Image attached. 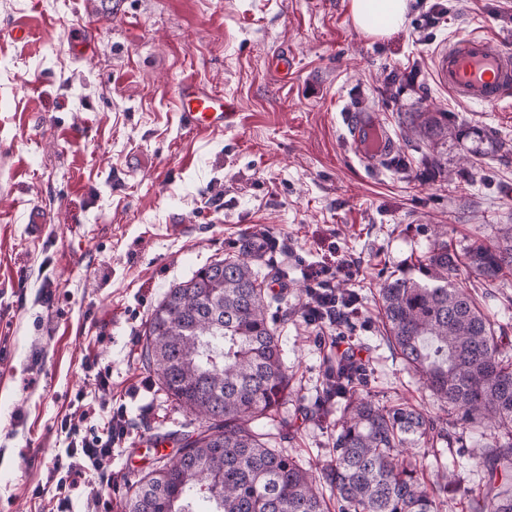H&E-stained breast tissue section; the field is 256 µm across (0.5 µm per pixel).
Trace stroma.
I'll list each match as a JSON object with an SVG mask.
<instances>
[{
	"label": "stroma",
	"mask_w": 512,
	"mask_h": 512,
	"mask_svg": "<svg viewBox=\"0 0 512 512\" xmlns=\"http://www.w3.org/2000/svg\"><path fill=\"white\" fill-rule=\"evenodd\" d=\"M419 2L434 0H408L403 25L372 36L352 0H0V512H57L47 479L79 393L95 422L125 407L129 429L111 483L72 488L71 512H123L158 462L153 439L190 428L142 363L147 320L170 287L258 229L273 234L263 262L294 281L272 307L296 429L281 447L314 466L336 437L305 414L336 362L333 331L294 311L312 266L356 263L336 282L358 295L342 332L376 400L430 407L379 329L378 291L415 262L429 225L462 247L512 224V97L469 102L435 72L439 51L470 36L512 53V0H444L434 27L416 26ZM21 21L34 30L24 43L10 36ZM87 25L95 52L80 58L69 34ZM282 52L284 75L271 66ZM190 79L235 103L231 125H184L176 89ZM361 112L394 140L386 160L356 156L347 119ZM415 112L447 113L454 134L407 142ZM35 210L47 218L36 234ZM475 296L512 337V279ZM484 448L480 429L465 430L427 457L425 479L441 462L481 486Z\"/></svg>",
	"instance_id": "35a3bbf8"
}]
</instances>
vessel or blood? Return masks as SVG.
Returning a JSON list of instances; mask_svg holds the SVG:
<instances>
[{"instance_id":"1","label":"vessel or blood","mask_w":512,"mask_h":512,"mask_svg":"<svg viewBox=\"0 0 512 512\" xmlns=\"http://www.w3.org/2000/svg\"><path fill=\"white\" fill-rule=\"evenodd\" d=\"M442 86L456 97L483 105H496L512 92V55L495 40L471 36L451 43L436 58ZM181 117L197 130L223 127L234 116L233 103L208 85L188 80L177 89ZM360 156H381L394 149V142L372 114H363L350 124Z\"/></svg>"}]
</instances>
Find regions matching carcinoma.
Listing matches in <instances>:
<instances>
[{"instance_id": "1", "label": "carcinoma", "mask_w": 512, "mask_h": 512, "mask_svg": "<svg viewBox=\"0 0 512 512\" xmlns=\"http://www.w3.org/2000/svg\"><path fill=\"white\" fill-rule=\"evenodd\" d=\"M410 130L421 143L450 127L414 112ZM428 240L414 271L388 276L379 298L387 343L436 409L380 403L339 360L310 416L335 428L333 457L314 469L256 428L264 421L283 439L292 429L281 411L291 376L264 287L288 273L257 266L266 234L169 288L150 316L143 363L197 426L134 483L125 512H330L329 499L335 512H447L458 494L469 512H512V342L458 283L463 266L482 286L512 277V224L462 250L444 225ZM469 427L488 448L476 461L482 486L461 489L442 463L426 483L419 450Z\"/></svg>"}]
</instances>
